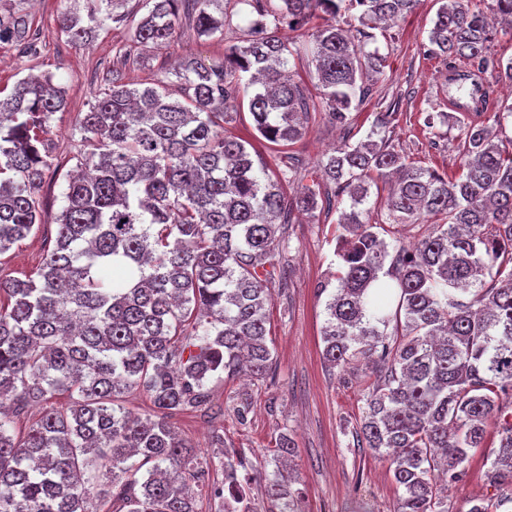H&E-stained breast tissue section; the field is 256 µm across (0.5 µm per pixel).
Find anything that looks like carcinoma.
Segmentation results:
<instances>
[{"label": "carcinoma", "instance_id": "obj_1", "mask_svg": "<svg viewBox=\"0 0 512 512\" xmlns=\"http://www.w3.org/2000/svg\"><path fill=\"white\" fill-rule=\"evenodd\" d=\"M72 2L58 26L75 45L109 21L129 26L145 49L168 47L181 19L198 37L224 32L220 0H146L132 24L119 11L125 0ZM243 2L254 18L241 43L222 64H181L180 100L164 80L126 82L130 57L118 54L110 84L75 125L54 248L36 276L0 279V512H196L190 485L209 462L177 436L169 414L205 404L216 374L263 380L272 369L266 308L285 249L274 218L314 213L320 193L288 200L287 173L255 166L252 144L224 124L249 90L258 137L283 148L303 137L312 97L288 76L298 49L277 30L310 23L315 89L328 117L346 121L385 62L356 39H373V24L407 18L420 0ZM347 2L360 8L355 35L337 21ZM439 2L429 51L512 72V61L487 56L495 22L512 23V0H494L491 16L463 0ZM0 44L37 54L28 14L0 6ZM65 107L66 89L51 74L0 95V256L41 224L52 165L45 135ZM390 116L320 161L333 189L325 204L350 199L338 221L336 286L319 289L330 292L322 357L340 373L371 366L355 434L360 447L390 457L397 512H448L434 472L463 480L493 416L494 493L468 512H512V150L471 122L458 144L461 172L448 179L373 139ZM393 173L390 223L360 219L367 183ZM422 215L439 221L434 232L390 254L380 234ZM141 393L152 409L135 415L125 398ZM62 396L67 405L55 406ZM30 402L45 408L22 432L9 405ZM293 452L281 434L276 470L265 476L277 512H297L299 492L283 469ZM220 468L222 512H254L249 479L238 476L243 459L226 449Z\"/></svg>", "mask_w": 512, "mask_h": 512}]
</instances>
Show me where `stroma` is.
<instances>
[{"label":"stroma","mask_w":512,"mask_h":512,"mask_svg":"<svg viewBox=\"0 0 512 512\" xmlns=\"http://www.w3.org/2000/svg\"><path fill=\"white\" fill-rule=\"evenodd\" d=\"M69 4L70 0H21L20 9L30 15L39 33V53L31 57L14 47H0V89L32 73H49L67 90L66 109L55 114L46 137L55 162L44 175L42 222L0 256V278L36 274L52 250L55 217L64 205L67 174L73 167L77 116L104 87L117 52L133 48L127 28L116 26L98 31L86 44L68 42L59 32L58 17ZM438 8L437 0H421L411 16L375 30V39L366 48L384 56L386 65L363 101L353 103L346 124L330 122L320 107L309 111L302 140L288 151L257 144L271 170L294 169L285 186L288 197L320 185L322 156L351 136L366 137L384 112L395 115L384 136L407 161L443 176L458 172L461 125L426 123L427 116L447 111L448 99L455 94L446 77L448 57L428 51V32ZM250 19L249 6L224 0L223 36L199 38L177 27L168 49L142 58L127 68L126 76L135 83L166 78L172 98H180V85L172 76L178 62H223L225 49L237 43ZM338 216L335 209L312 216L294 212L280 227L287 249L268 308L267 343L274 354L270 375L254 383L242 376L213 377L207 384L206 404L172 415L170 423L202 457H220L213 442L220 436L253 468L266 466L280 434L288 433L296 446L292 487L301 494L300 512H395L398 491L389 460L354 445L352 431L362 414L361 382L366 372H332L322 358L327 299L316 288L340 269L335 253ZM244 398L250 411L241 421L234 408ZM498 445L497 423L492 420L482 445L470 452L466 478L448 490L450 512H467L472 499L489 494L485 473Z\"/></svg>","instance_id":"1"}]
</instances>
